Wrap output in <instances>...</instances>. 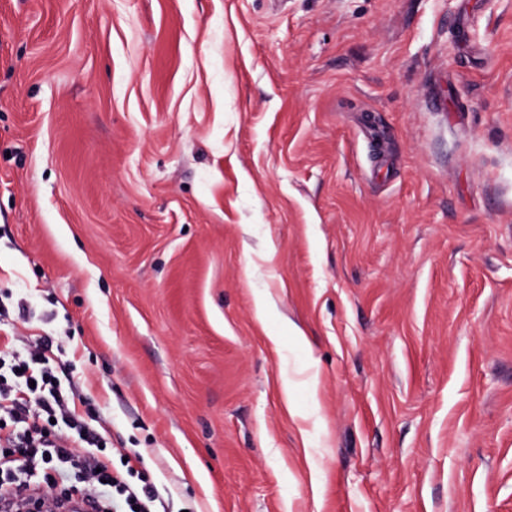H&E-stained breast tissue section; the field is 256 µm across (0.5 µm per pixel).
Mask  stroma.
<instances>
[{"mask_svg": "<svg viewBox=\"0 0 512 512\" xmlns=\"http://www.w3.org/2000/svg\"><path fill=\"white\" fill-rule=\"evenodd\" d=\"M166 512H512V0H0V349Z\"/></svg>", "mask_w": 512, "mask_h": 512, "instance_id": "stroma-1", "label": "stroma"}]
</instances>
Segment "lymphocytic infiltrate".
Returning a JSON list of instances; mask_svg holds the SVG:
<instances>
[{
  "instance_id": "obj_1",
  "label": "lymphocytic infiltrate",
  "mask_w": 512,
  "mask_h": 512,
  "mask_svg": "<svg viewBox=\"0 0 512 512\" xmlns=\"http://www.w3.org/2000/svg\"><path fill=\"white\" fill-rule=\"evenodd\" d=\"M38 358L35 351L14 358L13 371L29 387L26 399L14 400L13 386L0 378V512L37 508L48 497L60 505L70 501L72 491L58 481L69 467L79 469L93 512H156L158 496L150 484H136L135 467L119 472L108 458L79 454L80 443L97 447L101 438L73 418L51 370L30 373ZM57 420L69 426V434L55 430ZM36 473L41 476L37 482L32 479Z\"/></svg>"
}]
</instances>
